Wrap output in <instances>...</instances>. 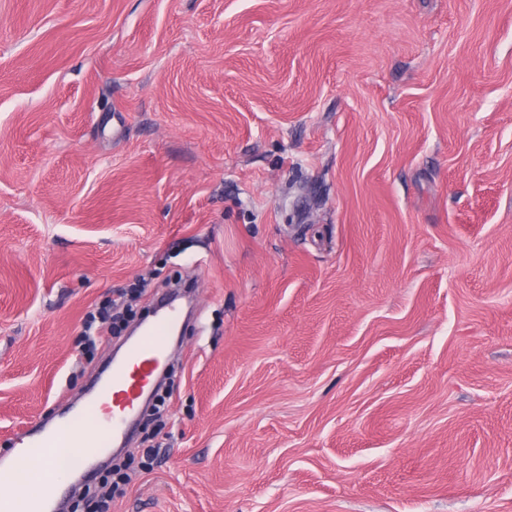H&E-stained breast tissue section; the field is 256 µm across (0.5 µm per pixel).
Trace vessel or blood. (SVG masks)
I'll list each match as a JSON object with an SVG mask.
<instances>
[{
  "instance_id": "1",
  "label": "vessel or blood",
  "mask_w": 512,
  "mask_h": 512,
  "mask_svg": "<svg viewBox=\"0 0 512 512\" xmlns=\"http://www.w3.org/2000/svg\"><path fill=\"white\" fill-rule=\"evenodd\" d=\"M179 321L177 307L170 303L162 305L154 322L143 329L130 348L126 361L114 366L97 386L90 403L91 411L99 415L97 433L88 432L74 419L60 422L49 431L31 429L24 434L31 450L45 452L49 467L54 469L58 466L56 450L67 449L69 472L89 477L92 460L104 454L110 442L121 441L126 436L130 422L127 411L151 387L156 368L165 357L167 341Z\"/></svg>"
}]
</instances>
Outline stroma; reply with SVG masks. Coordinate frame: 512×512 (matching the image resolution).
<instances>
[{
    "label": "stroma",
    "mask_w": 512,
    "mask_h": 512,
    "mask_svg": "<svg viewBox=\"0 0 512 512\" xmlns=\"http://www.w3.org/2000/svg\"><path fill=\"white\" fill-rule=\"evenodd\" d=\"M181 277L112 512H512V0H0V458ZM111 308L102 306L89 311L83 324L82 339L85 342L86 349L90 352L96 344V337H107L116 334L118 325L117 321H112Z\"/></svg>",
    "instance_id": "stroma-1"
}]
</instances>
